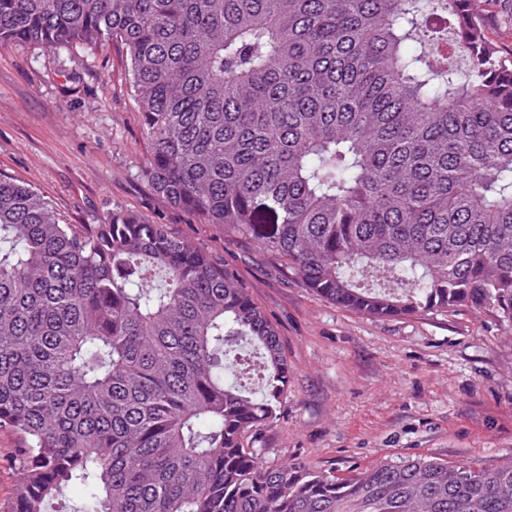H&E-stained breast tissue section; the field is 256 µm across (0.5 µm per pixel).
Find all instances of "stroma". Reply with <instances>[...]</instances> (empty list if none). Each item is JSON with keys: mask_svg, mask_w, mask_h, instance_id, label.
<instances>
[{"mask_svg": "<svg viewBox=\"0 0 512 512\" xmlns=\"http://www.w3.org/2000/svg\"><path fill=\"white\" fill-rule=\"evenodd\" d=\"M486 32L512 50V0H479ZM148 157L119 49L0 50V175L47 196L61 220L96 224L133 210L232 267L277 326L291 378L256 437L265 461L344 473L433 456L493 467L512 458V329L488 311L375 318L338 308L271 268L253 244L171 208L140 169ZM18 436L0 428V503L19 472Z\"/></svg>", "mask_w": 512, "mask_h": 512, "instance_id": "1", "label": "stroma"}]
</instances>
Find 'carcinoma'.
<instances>
[{"mask_svg": "<svg viewBox=\"0 0 512 512\" xmlns=\"http://www.w3.org/2000/svg\"><path fill=\"white\" fill-rule=\"evenodd\" d=\"M19 42L120 46L143 178L224 243L338 308L512 328V52L475 0H0V49ZM288 382L276 326L206 250L129 210L79 230L0 175V428L20 439L0 512L72 481L89 512H512V460L267 464L249 438Z\"/></svg>", "mask_w": 512, "mask_h": 512, "instance_id": "obj_1", "label": "carcinoma"}]
</instances>
